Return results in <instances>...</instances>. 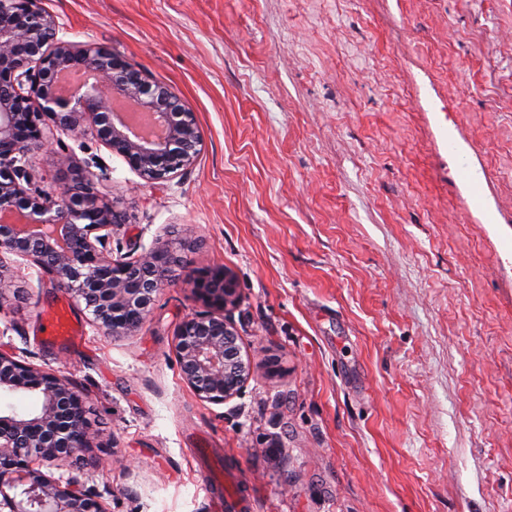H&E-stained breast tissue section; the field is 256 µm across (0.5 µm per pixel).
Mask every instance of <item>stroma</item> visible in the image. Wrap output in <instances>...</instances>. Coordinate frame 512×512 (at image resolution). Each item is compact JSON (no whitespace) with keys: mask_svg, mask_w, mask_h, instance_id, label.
I'll list each match as a JSON object with an SVG mask.
<instances>
[{"mask_svg":"<svg viewBox=\"0 0 512 512\" xmlns=\"http://www.w3.org/2000/svg\"><path fill=\"white\" fill-rule=\"evenodd\" d=\"M41 4L175 92L201 139L167 181L50 118L28 154L52 195L76 171L125 212L113 255L193 242L132 335L71 303L73 346L44 332L63 289L0 257V348L93 410L87 460L50 475L109 512H209L206 434L255 486L247 512H512V0ZM213 267L251 364L221 404L175 351Z\"/></svg>","mask_w":512,"mask_h":512,"instance_id":"stroma-1","label":"stroma"}]
</instances>
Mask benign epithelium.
I'll list each match as a JSON object with an SVG mask.
<instances>
[{
  "instance_id": "benign-epithelium-1",
  "label": "benign epithelium",
  "mask_w": 512,
  "mask_h": 512,
  "mask_svg": "<svg viewBox=\"0 0 512 512\" xmlns=\"http://www.w3.org/2000/svg\"><path fill=\"white\" fill-rule=\"evenodd\" d=\"M58 32L40 0H0V255L36 263L109 334L125 336L140 326L153 293L168 280L171 242L159 239L135 258L112 256V228L125 222L124 212L82 178L49 195L27 182L22 158L45 139L41 124L50 116L73 137L92 135L142 177L165 181L194 163L200 137L194 113L171 89L108 48L79 47ZM78 69L91 71L95 82L60 93V75ZM120 100L154 113L162 134L128 132L115 109ZM195 292L204 310L181 325L176 353L184 381L201 399L221 404L250 376L239 337L224 320L236 288L216 269L202 274ZM2 395L33 404L0 409V512H107L97 496L42 471L82 460L92 447L84 394L66 376L0 351Z\"/></svg>"
}]
</instances>
